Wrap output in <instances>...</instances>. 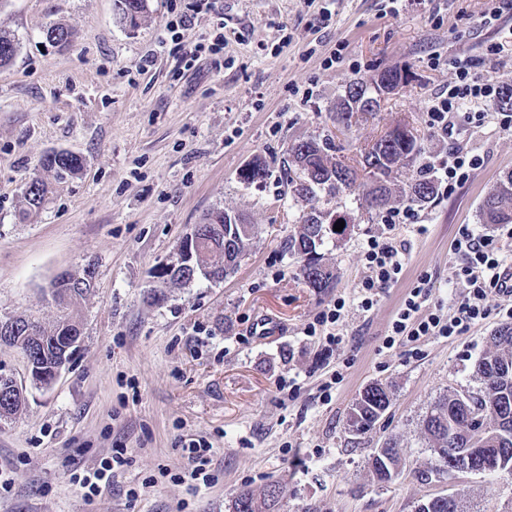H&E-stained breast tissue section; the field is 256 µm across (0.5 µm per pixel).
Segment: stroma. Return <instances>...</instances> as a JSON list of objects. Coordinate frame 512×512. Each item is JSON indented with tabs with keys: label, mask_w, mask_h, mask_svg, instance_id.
Wrapping results in <instances>:
<instances>
[{
	"label": "stroma",
	"mask_w": 512,
	"mask_h": 512,
	"mask_svg": "<svg viewBox=\"0 0 512 512\" xmlns=\"http://www.w3.org/2000/svg\"><path fill=\"white\" fill-rule=\"evenodd\" d=\"M188 3L148 0L147 17L131 29L115 0H0V23L18 43L12 65L0 68V320L52 325L61 311L51 282L88 270L94 283L70 308L81 347L50 387L31 382L20 349L0 345V374L25 395L16 415L0 419V467L13 482L0 491V512H228L238 491L270 481L284 486L280 512L309 504L318 512H414L449 489L464 492L467 512H512L510 472L417 477L430 457L421 419L446 391L473 386L472 365L501 316L452 338L383 343L421 276L430 280V305L451 310L461 225L512 255V237L478 220L485 195L512 170V128L501 127L490 104L481 126L468 112L452 113L442 139L426 125L458 58L489 83L512 84V13L484 27L497 0H407L395 16L379 0H220L218 11L197 15L184 41L223 29L224 66L203 60L186 71L160 42ZM325 8L332 18L324 27ZM54 24L68 28L66 44L46 43ZM388 69L408 73L409 83L385 95L379 112L335 130L329 108L338 95ZM400 121L416 130L425 160L458 149L482 164L420 209L419 224L362 223L340 243L325 241L319 252L338 280L316 295L287 253L301 211L284 186L289 149L329 133L350 160ZM54 150L79 154L84 167L26 213L23 185ZM256 157L269 177L241 183L240 170ZM212 208L259 227L240 268L223 282L152 300L155 272ZM372 237L405 242L403 273L370 310L350 309L339 327L345 344L327 351L304 327L336 298L353 301ZM266 319L277 335L255 334ZM285 377L297 380L287 401L278 389ZM374 381L392 383L390 413L357 442L344 431L347 414ZM392 434L405 444L404 467L379 484L368 457ZM200 435L214 448L215 480L193 488L182 480V447ZM116 448L128 449L130 464L86 500L71 471L96 468Z\"/></svg>",
	"instance_id": "stroma-1"
}]
</instances>
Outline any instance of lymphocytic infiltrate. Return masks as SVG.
I'll use <instances>...</instances> for the list:
<instances>
[{"label": "lymphocytic infiltrate", "mask_w": 512, "mask_h": 512, "mask_svg": "<svg viewBox=\"0 0 512 512\" xmlns=\"http://www.w3.org/2000/svg\"><path fill=\"white\" fill-rule=\"evenodd\" d=\"M216 0H194L189 11L181 13L176 21L168 23L166 31L172 41L181 45V60L185 67H195L202 53L219 54L224 48L223 34H216L209 42L181 44L182 31L188 30L196 14L215 10ZM456 79L448 89L432 100L427 114V125L432 132L446 134L449 113L465 106H476V124H484L486 115L479 112L481 104L499 96L500 91L486 83L481 74L465 61L455 65ZM454 251L461 265L454 272L463 288L453 313L442 311L424 312L426 300L424 287L413 288L405 297L392 321L384 343L386 347L415 342L427 336L453 337L467 332L472 326L491 315L487 304L490 296H498L500 308L512 317V284L506 279V271L512 260L494 246L492 240L479 236L471 228L464 227L455 240ZM406 249L402 242L368 240L364 250L366 272L359 284L361 309H370L382 288L397 281L405 261Z\"/></svg>", "instance_id": "1"}]
</instances>
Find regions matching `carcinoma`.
I'll return each mask as SVG.
<instances>
[{"instance_id":"1","label":"carcinoma","mask_w":512,"mask_h":512,"mask_svg":"<svg viewBox=\"0 0 512 512\" xmlns=\"http://www.w3.org/2000/svg\"><path fill=\"white\" fill-rule=\"evenodd\" d=\"M120 22L131 28L138 27L148 12V0H116ZM18 50L14 35L0 25V68L10 66ZM409 81L408 76L393 70L381 73L375 85L362 81L351 82L344 94L333 104L334 121L344 127L351 125L356 112H365V103L384 88V83ZM336 145L332 135L315 136L300 140L289 149L288 194L304 204L296 219V228L288 236V253L296 259L299 277L315 293L321 294L336 284V270L323 262L317 253L325 239L337 237L333 221L347 220L346 231L365 220L369 223L380 217L388 206L408 203L418 207L431 205L438 195L435 179L419 165L422 148L413 137L406 144L392 137L387 131L373 144L360 150L359 165L367 172V182L361 193H355L356 169L334 156ZM257 170L248 175L239 173L247 184L263 182L269 177L267 165L256 159ZM40 167L51 173L57 183L77 175L83 167L80 155L71 151H51L40 159ZM403 171L411 172L408 180L397 183ZM50 184L39 177L25 183L24 200L28 210L40 209L48 194ZM355 196L356 210L347 207L345 198ZM201 221L211 225L208 232L195 245L198 253L195 278L220 283L236 273L249 241L256 234V225L247 224L237 214L223 208L206 211ZM479 221L488 226L512 224V171L505 172L484 197L479 208ZM69 278L57 277L51 287L59 303L81 297L91 288V279L84 278V287L77 288ZM159 287L188 286L192 280L181 272L161 268ZM17 323H31L37 336H57L64 328L80 333L79 322L65 315L57 324L47 329L39 322L23 317ZM474 388L453 389L440 396L430 407L421 424V433L430 449V460L420 471V478L429 481L448 476L442 464L450 448H476L491 456H502L504 469L512 472V323L497 326L488 348L473 364ZM392 403L391 385L373 382L355 397L346 419V433L365 437L373 433L382 419L384 410ZM23 400L13 397V392L0 385V409L13 415ZM383 447L390 454L391 463L401 469L403 458L400 440L386 438ZM284 487L270 482L258 489L240 490L228 504V512H279Z\"/></svg>"}]
</instances>
